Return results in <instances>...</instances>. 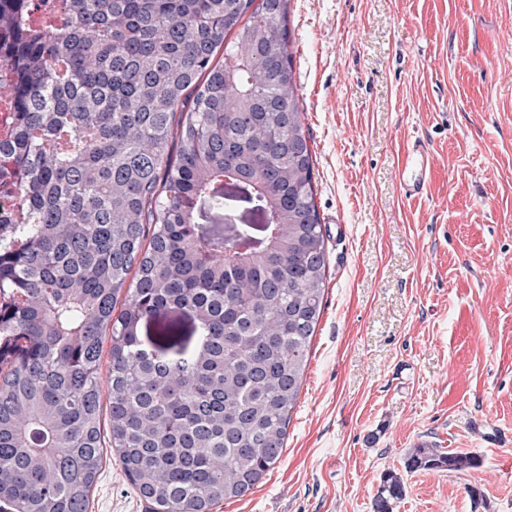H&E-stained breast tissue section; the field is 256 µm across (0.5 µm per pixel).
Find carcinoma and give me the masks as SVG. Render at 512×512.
I'll return each instance as SVG.
<instances>
[{"instance_id":"carcinoma-1","label":"carcinoma","mask_w":512,"mask_h":512,"mask_svg":"<svg viewBox=\"0 0 512 512\" xmlns=\"http://www.w3.org/2000/svg\"><path fill=\"white\" fill-rule=\"evenodd\" d=\"M29 2L0 0V192L27 207L0 220V504L88 512L108 443L148 512H213L283 454L327 282L290 0H65L37 26ZM226 177L255 185L265 249L195 223ZM177 311L194 331L156 356L142 327ZM479 465L427 443L404 457ZM404 495L385 472L373 512Z\"/></svg>"}]
</instances>
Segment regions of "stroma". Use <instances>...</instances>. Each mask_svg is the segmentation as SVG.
<instances>
[{"instance_id":"35a3bbf8","label":"stroma","mask_w":512,"mask_h":512,"mask_svg":"<svg viewBox=\"0 0 512 512\" xmlns=\"http://www.w3.org/2000/svg\"><path fill=\"white\" fill-rule=\"evenodd\" d=\"M289 27L327 284L282 457L215 512H373L389 470L395 512H512V0H290ZM416 136L434 165L410 200ZM224 202L198 223L262 224L247 188ZM423 442L482 464L405 471ZM89 512H145L117 462ZM433 154L427 140H411L399 171V184L405 198L425 194L430 185ZM405 495V484L402 476L392 470L385 472L373 500V512H394L395 503Z\"/></svg>"}]
</instances>
